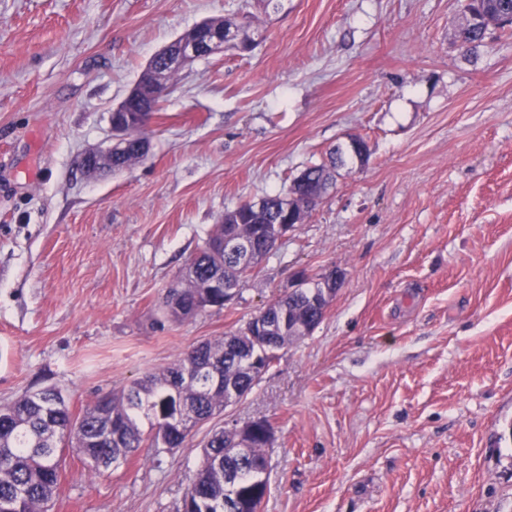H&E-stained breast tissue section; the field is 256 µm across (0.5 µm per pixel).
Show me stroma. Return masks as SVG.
<instances>
[{"mask_svg":"<svg viewBox=\"0 0 512 512\" xmlns=\"http://www.w3.org/2000/svg\"><path fill=\"white\" fill-rule=\"evenodd\" d=\"M461 0H0V405L105 392L338 270L321 323L182 447L88 478L52 512H182L213 429L269 421L261 512H512V39L461 52ZM207 19L246 52L178 71L147 157L87 176L151 58ZM321 204L223 308L162 299L225 212L287 192L348 137Z\"/></svg>","mask_w":512,"mask_h":512,"instance_id":"stroma-1","label":"stroma"}]
</instances>
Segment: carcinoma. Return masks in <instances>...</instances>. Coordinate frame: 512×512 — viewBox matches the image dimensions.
<instances>
[{"instance_id":"cac0c4a2","label":"carcinoma","mask_w":512,"mask_h":512,"mask_svg":"<svg viewBox=\"0 0 512 512\" xmlns=\"http://www.w3.org/2000/svg\"><path fill=\"white\" fill-rule=\"evenodd\" d=\"M512 14V0H465V23L455 32L458 48L471 50L483 41L484 28L471 23L472 16ZM336 157L327 164H314L292 180L289 192L262 198L265 213L251 211L249 203L224 213L204 247L182 270L177 287L167 289L162 307L172 323L191 319L209 308L224 307V290L212 288L214 281L239 286L258 268L254 264L224 259L221 242L233 236L250 245L279 233L267 220L286 205L313 211L320 200L313 198L312 185L331 183ZM296 288L265 307L268 315H284L280 347L310 335L321 319L319 311L329 306L322 280H304ZM272 359L259 356V349L245 331L202 342L183 351L169 367L133 382L130 386L100 395L80 417L73 415L62 391L47 387L29 392L9 405L0 406V512H51L59 484L61 454L70 447L83 457L95 475L118 465L144 443L172 452L180 443L171 435L182 425H197L224 412L228 387L252 390L255 377L269 368ZM148 429H143V423ZM238 429L212 433L205 448L188 498L185 512H244L245 506L262 503L269 481L257 480L255 464L267 462L273 428L265 420L251 422L245 435L251 456L233 454Z\"/></svg>"}]
</instances>
